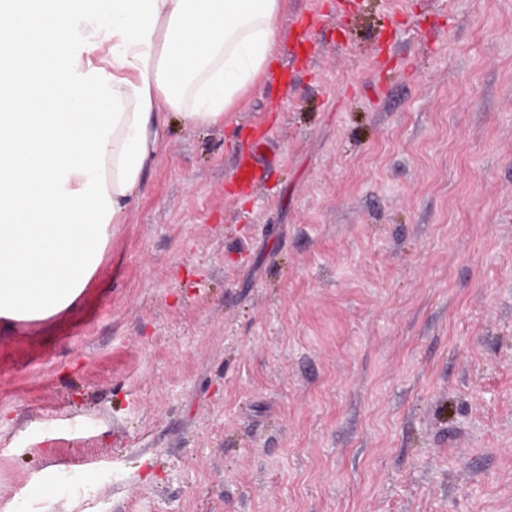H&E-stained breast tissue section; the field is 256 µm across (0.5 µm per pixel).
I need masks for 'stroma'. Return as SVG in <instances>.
Wrapping results in <instances>:
<instances>
[{"mask_svg": "<svg viewBox=\"0 0 512 512\" xmlns=\"http://www.w3.org/2000/svg\"><path fill=\"white\" fill-rule=\"evenodd\" d=\"M278 27L222 123L168 119L90 288L0 321V510L512 512V0ZM267 144L266 132L256 127L253 138L248 143V158L238 162L235 172L234 181L243 190H252L263 178V170L258 168L260 164V152Z\"/></svg>", "mask_w": 512, "mask_h": 512, "instance_id": "stroma-1", "label": "stroma"}]
</instances>
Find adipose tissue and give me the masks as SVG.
Listing matches in <instances>:
<instances>
[{
  "label": "adipose tissue",
  "instance_id": "ef3b65f1",
  "mask_svg": "<svg viewBox=\"0 0 512 512\" xmlns=\"http://www.w3.org/2000/svg\"><path fill=\"white\" fill-rule=\"evenodd\" d=\"M284 0H0V318L88 288L166 114L223 121L272 67Z\"/></svg>",
  "mask_w": 512,
  "mask_h": 512
}]
</instances>
